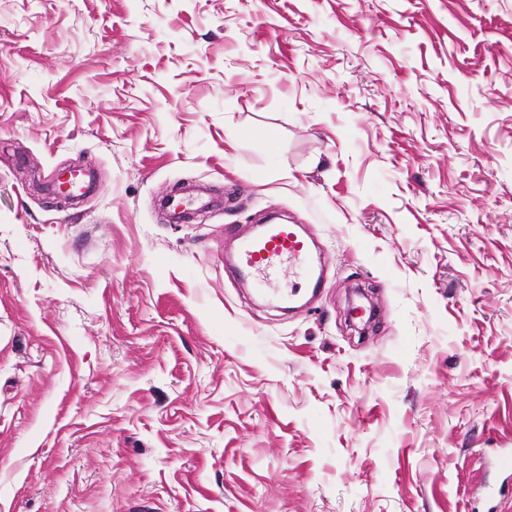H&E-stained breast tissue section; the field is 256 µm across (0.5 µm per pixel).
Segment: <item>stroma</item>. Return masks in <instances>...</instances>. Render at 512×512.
<instances>
[{
  "instance_id": "35a3bbf8",
  "label": "stroma",
  "mask_w": 512,
  "mask_h": 512,
  "mask_svg": "<svg viewBox=\"0 0 512 512\" xmlns=\"http://www.w3.org/2000/svg\"><path fill=\"white\" fill-rule=\"evenodd\" d=\"M501 448L512 0H0V512H512ZM296 224H270L257 239L245 244L239 254L240 264L259 283L288 272L301 275L307 271L309 244Z\"/></svg>"
}]
</instances>
